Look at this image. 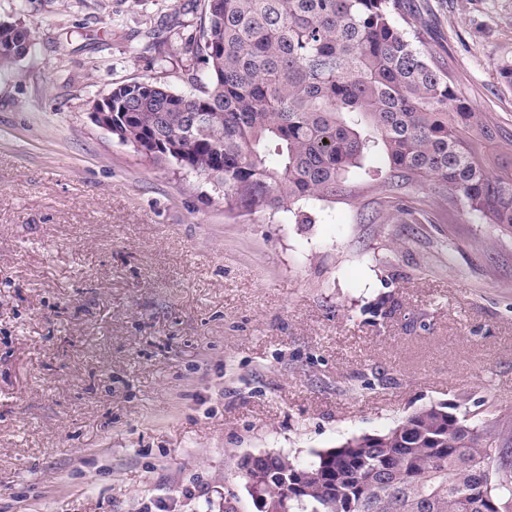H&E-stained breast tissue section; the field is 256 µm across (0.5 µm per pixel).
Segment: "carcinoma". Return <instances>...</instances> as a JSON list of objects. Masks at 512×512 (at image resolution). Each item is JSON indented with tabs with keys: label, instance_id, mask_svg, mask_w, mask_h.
I'll list each match as a JSON object with an SVG mask.
<instances>
[{
	"label": "carcinoma",
	"instance_id": "obj_1",
	"mask_svg": "<svg viewBox=\"0 0 512 512\" xmlns=\"http://www.w3.org/2000/svg\"><path fill=\"white\" fill-rule=\"evenodd\" d=\"M405 0H204L187 49L203 64L189 94L133 80L112 89V137L154 165L177 164L224 193L228 212L311 224L310 200L354 193L367 173L387 203L416 188L512 230V130L459 92L424 49ZM31 30L0 22V68ZM204 120L192 122L194 113ZM301 466L246 455L239 477L270 512H512V426L430 405L387 432L313 452Z\"/></svg>",
	"mask_w": 512,
	"mask_h": 512
}]
</instances>
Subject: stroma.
Returning a JSON list of instances; mask_svg holds the SVG:
<instances>
[{"label": "stroma", "mask_w": 512, "mask_h": 512, "mask_svg": "<svg viewBox=\"0 0 512 512\" xmlns=\"http://www.w3.org/2000/svg\"><path fill=\"white\" fill-rule=\"evenodd\" d=\"M202 0H0V512H238L247 454L306 465L448 403L512 421V231L376 189L314 223L226 212L92 116L190 92ZM471 104L512 128V0H410ZM31 30L20 23L0 22V68H11L29 53Z\"/></svg>", "instance_id": "35a3bbf8"}]
</instances>
